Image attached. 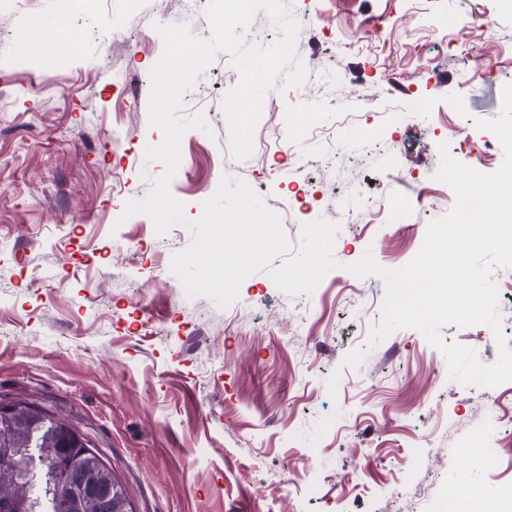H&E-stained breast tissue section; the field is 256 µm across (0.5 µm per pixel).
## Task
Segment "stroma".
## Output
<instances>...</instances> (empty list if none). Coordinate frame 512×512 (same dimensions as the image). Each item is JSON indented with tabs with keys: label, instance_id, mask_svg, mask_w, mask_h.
<instances>
[{
	"label": "stroma",
	"instance_id": "stroma-1",
	"mask_svg": "<svg viewBox=\"0 0 512 512\" xmlns=\"http://www.w3.org/2000/svg\"><path fill=\"white\" fill-rule=\"evenodd\" d=\"M286 5L309 17L296 58L310 95L276 82L253 130L269 153L234 159L223 97L241 76L218 53L183 97L181 116L208 129L183 136L170 192L199 219L230 160L268 209L288 203L291 249L304 224H338L337 267L311 293L303 329L299 297L264 270L227 307L188 296L170 263L191 232L159 237L148 216H123L163 175L146 149L164 135L148 123L149 82H115L112 65L150 70L162 25L209 37L205 0H0V400L76 428L134 512H411L391 486L427 500L461 472L512 495L507 433L481 409L511 417L512 381L438 378L446 357L414 328L371 343L385 283L347 270L368 252L402 268L450 211L453 191L434 177L440 145L461 142L457 160L481 172L500 168L499 140L474 121L499 115L512 81V0ZM61 19L77 44L65 57L45 38ZM393 109L408 115L396 128L383 122ZM406 179L420 206L380 223ZM440 335L483 363L498 358L488 326ZM465 431L482 436L481 460L456 450Z\"/></svg>",
	"mask_w": 512,
	"mask_h": 512
}]
</instances>
